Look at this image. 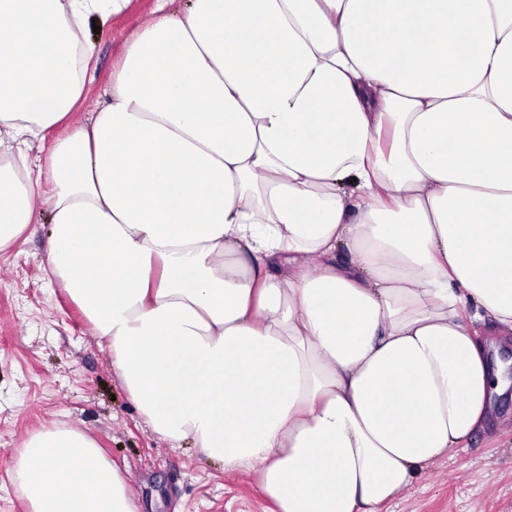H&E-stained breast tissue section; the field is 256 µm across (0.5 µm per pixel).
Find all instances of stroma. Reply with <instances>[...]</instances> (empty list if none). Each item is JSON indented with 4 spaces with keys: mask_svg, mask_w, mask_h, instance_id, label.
Here are the masks:
<instances>
[{
    "mask_svg": "<svg viewBox=\"0 0 512 512\" xmlns=\"http://www.w3.org/2000/svg\"><path fill=\"white\" fill-rule=\"evenodd\" d=\"M155 0H132L101 30L86 31L94 79L72 121L105 99L112 65ZM48 211L0 252V512H27L14 472L23 440L53 425L93 436L126 478L142 512H273L253 472L191 445L170 447L145 424L77 305L46 269ZM497 429L476 432L451 457L425 469L382 512H512V399H496Z\"/></svg>",
    "mask_w": 512,
    "mask_h": 512,
    "instance_id": "1",
    "label": "stroma"
}]
</instances>
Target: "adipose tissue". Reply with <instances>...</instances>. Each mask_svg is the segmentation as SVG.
I'll list each match as a JSON object with an SVG mask.
<instances>
[{
	"label": "adipose tissue",
	"instance_id": "ef3b65f1",
	"mask_svg": "<svg viewBox=\"0 0 512 512\" xmlns=\"http://www.w3.org/2000/svg\"><path fill=\"white\" fill-rule=\"evenodd\" d=\"M130 2L0 0V252L48 209L51 272L171 447L277 512H380L512 384V0H155L69 123L81 32ZM15 472L29 512H139L75 426Z\"/></svg>",
	"mask_w": 512,
	"mask_h": 512
}]
</instances>
